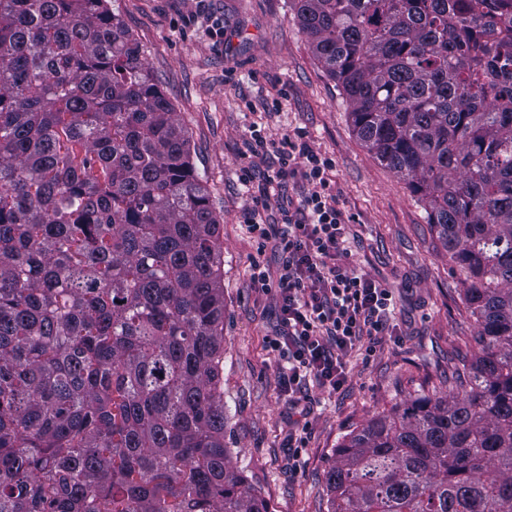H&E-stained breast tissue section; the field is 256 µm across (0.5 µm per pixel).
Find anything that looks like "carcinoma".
I'll list each match as a JSON object with an SVG mask.
<instances>
[{"label":"carcinoma","mask_w":512,"mask_h":512,"mask_svg":"<svg viewBox=\"0 0 512 512\" xmlns=\"http://www.w3.org/2000/svg\"><path fill=\"white\" fill-rule=\"evenodd\" d=\"M478 351L336 446L330 512L512 507V0H288ZM224 250L108 0H0V512H270L224 443Z\"/></svg>","instance_id":"carcinoma-1"}]
</instances>
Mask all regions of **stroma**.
Here are the masks:
<instances>
[{
  "label": "stroma",
  "mask_w": 512,
  "mask_h": 512,
  "mask_svg": "<svg viewBox=\"0 0 512 512\" xmlns=\"http://www.w3.org/2000/svg\"><path fill=\"white\" fill-rule=\"evenodd\" d=\"M143 49L153 81L190 136L192 161L221 223L224 246L225 440L233 464L271 512H329L326 472L341 439L399 403L436 393L470 359L477 324L459 273L407 185L356 138L341 89L311 54L287 0H109ZM224 26L223 38L212 33ZM266 137L306 141L330 159L331 189L351 224L358 270L394 290L399 339L358 351L342 389L313 386L290 404L268 336L278 328L273 294L253 288V266H281L277 240L258 245L247 210L277 218L283 201L309 190L301 179L265 196L273 166L258 158L242 185V153L252 127ZM304 437L300 448L291 435Z\"/></svg>",
  "instance_id": "obj_1"
}]
</instances>
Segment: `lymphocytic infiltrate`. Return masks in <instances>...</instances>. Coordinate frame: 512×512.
<instances>
[{
	"mask_svg": "<svg viewBox=\"0 0 512 512\" xmlns=\"http://www.w3.org/2000/svg\"><path fill=\"white\" fill-rule=\"evenodd\" d=\"M248 151L276 157L267 186L295 176L311 186L295 211L284 215L279 236L284 259L277 278L259 266L252 272L254 287L276 293L280 325L268 346L283 362V391L294 403L311 382L339 390L353 350L396 336L395 298L392 288L349 261V226L331 191L330 160L304 143L272 144L257 130L250 133Z\"/></svg>",
	"mask_w": 512,
	"mask_h": 512,
	"instance_id": "1",
	"label": "lymphocytic infiltrate"
}]
</instances>
